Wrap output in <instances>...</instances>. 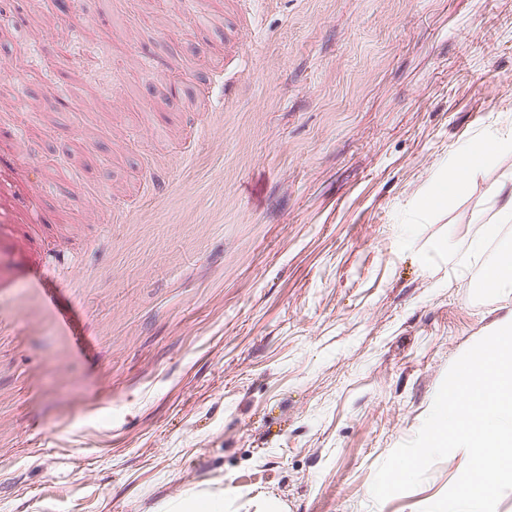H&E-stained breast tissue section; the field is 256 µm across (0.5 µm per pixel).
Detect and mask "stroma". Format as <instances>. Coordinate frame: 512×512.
<instances>
[{"mask_svg": "<svg viewBox=\"0 0 512 512\" xmlns=\"http://www.w3.org/2000/svg\"><path fill=\"white\" fill-rule=\"evenodd\" d=\"M0 0V512H420L374 503L451 364L512 321L491 183L512 0ZM27 73L13 82L15 60ZM197 78H189V71ZM507 134L504 139L498 131L489 132L470 142L464 149V160L448 168V177L443 181V192L434 198L431 204L436 205L442 199L449 201L462 193L490 156L506 148L512 150V125L508 127ZM504 262H509L510 265L512 264L511 249L504 254L500 263L495 266L491 265L485 269L483 274V288L497 290L498 292H502L506 288H509V290L512 288V272L505 273L501 270V265ZM163 512H224V498L221 496H203L193 504L178 501Z\"/></svg>", "mask_w": 512, "mask_h": 512, "instance_id": "1", "label": "stroma"}]
</instances>
